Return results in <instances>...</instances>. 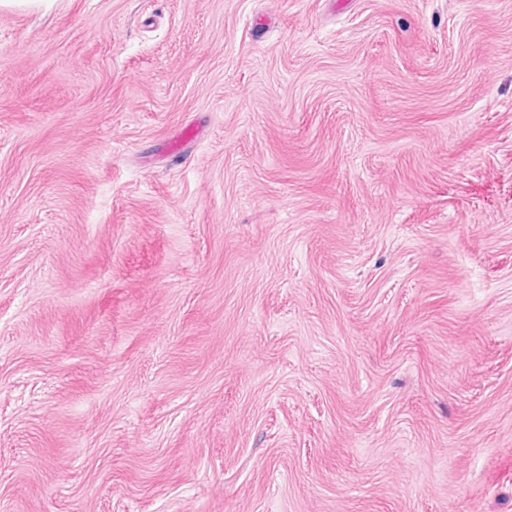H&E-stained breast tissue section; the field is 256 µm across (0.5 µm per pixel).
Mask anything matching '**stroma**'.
Wrapping results in <instances>:
<instances>
[{
  "label": "stroma",
  "mask_w": 512,
  "mask_h": 512,
  "mask_svg": "<svg viewBox=\"0 0 512 512\" xmlns=\"http://www.w3.org/2000/svg\"><path fill=\"white\" fill-rule=\"evenodd\" d=\"M0 512H512V0L0 6Z\"/></svg>",
  "instance_id": "stroma-1"
}]
</instances>
